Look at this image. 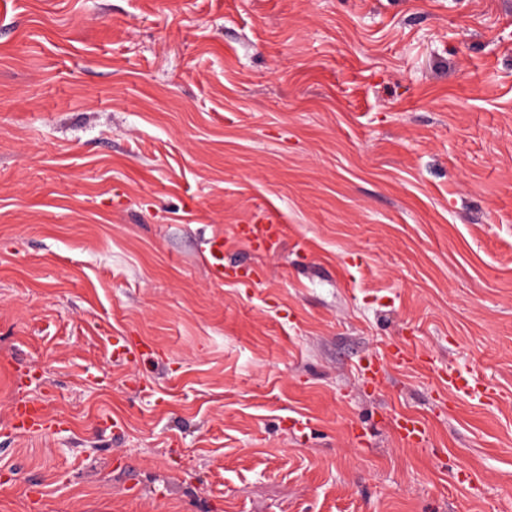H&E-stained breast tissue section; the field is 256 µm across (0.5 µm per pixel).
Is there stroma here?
<instances>
[{
  "mask_svg": "<svg viewBox=\"0 0 512 512\" xmlns=\"http://www.w3.org/2000/svg\"><path fill=\"white\" fill-rule=\"evenodd\" d=\"M0 512H512V0H0ZM259 227L258 225H245L241 228V239L248 242L252 247L261 249L267 247V241H274L279 239L281 234V227L279 224H265L262 226L260 235L253 234V228ZM202 256L214 280L224 282L237 277L238 272L236 268L224 264V237L208 239ZM14 421V427H23L36 431L44 425L45 418L39 408L25 403L17 408L14 414Z\"/></svg>",
  "mask_w": 512,
  "mask_h": 512,
  "instance_id": "1",
  "label": "stroma"
}]
</instances>
